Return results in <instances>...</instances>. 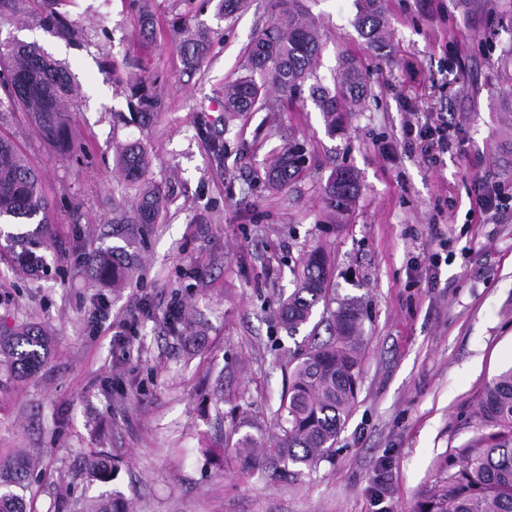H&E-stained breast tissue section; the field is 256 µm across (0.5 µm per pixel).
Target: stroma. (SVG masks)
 <instances>
[{
  "label": "stroma",
  "mask_w": 512,
  "mask_h": 512,
  "mask_svg": "<svg viewBox=\"0 0 512 512\" xmlns=\"http://www.w3.org/2000/svg\"><path fill=\"white\" fill-rule=\"evenodd\" d=\"M149 4V29L136 0H74L76 39L23 18L0 25L70 69L89 145L83 164L18 137L44 177L55 235L47 272L15 274L0 254V327L41 326L51 345L32 377L0 366V461L18 448L38 457L29 512H69L107 490L131 512H420L458 470L485 382L512 365V214L485 224L476 205L512 187V0H386L378 48L354 25L356 0H307L326 33L318 77L332 84L340 58L355 57L364 110L339 113L332 135L305 94L246 113L224 135L220 169L199 111L219 116L220 90L244 75L276 0L228 20L202 0ZM188 29L210 39L191 74L179 52ZM132 78L156 85L144 124L124 119ZM443 125L444 148L428 149ZM130 141L147 149L165 202L140 270L116 290L87 256L116 243L112 207L130 195L116 147ZM288 142L303 146L306 169L275 191L266 159ZM339 168L359 191L333 224L324 188ZM317 244L334 298L363 314L357 398L327 458L246 468L235 443L275 431L307 343L278 310ZM98 454L116 465L110 483L87 472Z\"/></svg>",
  "instance_id": "stroma-1"
}]
</instances>
